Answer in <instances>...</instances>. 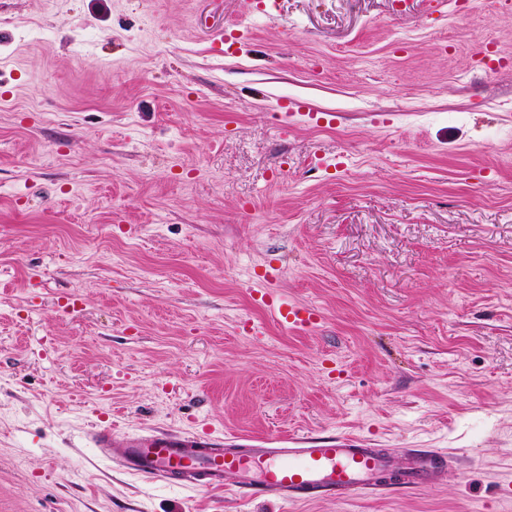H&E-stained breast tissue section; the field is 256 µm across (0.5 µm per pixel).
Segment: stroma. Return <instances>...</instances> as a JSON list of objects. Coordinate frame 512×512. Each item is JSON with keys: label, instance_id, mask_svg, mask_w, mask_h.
<instances>
[{"label": "stroma", "instance_id": "1", "mask_svg": "<svg viewBox=\"0 0 512 512\" xmlns=\"http://www.w3.org/2000/svg\"><path fill=\"white\" fill-rule=\"evenodd\" d=\"M274 2L0 0V512H512V10ZM106 415L448 466L250 498L125 473ZM260 302L280 321L288 324L290 330L305 332L315 327L319 315L315 309L288 300L282 294L269 288L257 290Z\"/></svg>", "mask_w": 512, "mask_h": 512}]
</instances>
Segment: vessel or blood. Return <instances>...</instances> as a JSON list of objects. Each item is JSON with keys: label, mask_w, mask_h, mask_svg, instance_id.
I'll return each mask as SVG.
<instances>
[{"label": "vessel or blood", "mask_w": 512, "mask_h": 512, "mask_svg": "<svg viewBox=\"0 0 512 512\" xmlns=\"http://www.w3.org/2000/svg\"><path fill=\"white\" fill-rule=\"evenodd\" d=\"M260 301L289 329L305 332L319 321L315 309L271 289L261 290ZM87 438L101 456L112 457L133 475L186 481L207 489L230 485L287 501L381 495L399 485L429 486L446 466L442 454L420 449L408 450L398 465L385 450L364 447L345 437L296 443L276 438L262 445H226L201 435L158 432L131 436L118 447L106 422Z\"/></svg>", "instance_id": "vessel-or-blood-1"}]
</instances>
